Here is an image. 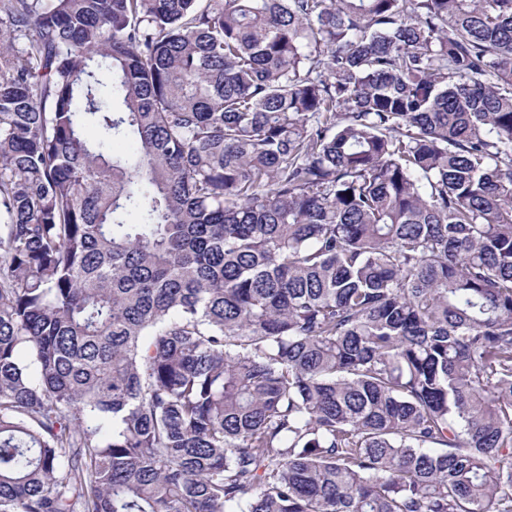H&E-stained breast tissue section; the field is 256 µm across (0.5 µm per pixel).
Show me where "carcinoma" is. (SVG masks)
<instances>
[{"label": "carcinoma", "instance_id": "1", "mask_svg": "<svg viewBox=\"0 0 512 512\" xmlns=\"http://www.w3.org/2000/svg\"><path fill=\"white\" fill-rule=\"evenodd\" d=\"M0 512H512V0H0Z\"/></svg>", "mask_w": 512, "mask_h": 512}]
</instances>
